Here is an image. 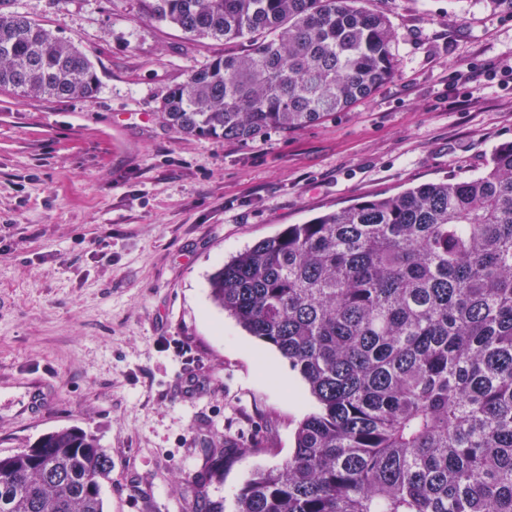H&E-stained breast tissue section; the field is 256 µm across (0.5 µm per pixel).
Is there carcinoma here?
<instances>
[{
    "label": "carcinoma",
    "instance_id": "carcinoma-1",
    "mask_svg": "<svg viewBox=\"0 0 512 512\" xmlns=\"http://www.w3.org/2000/svg\"><path fill=\"white\" fill-rule=\"evenodd\" d=\"M190 37L249 49L162 99L176 134L295 132L396 72L395 32L363 0H144ZM0 88L98 91L87 55L1 8ZM213 302L297 371L316 407L294 448L244 482L236 512H512V142L483 173L358 202L245 248ZM203 471L224 480L228 448ZM112 467L77 427L0 454V512H105Z\"/></svg>",
    "mask_w": 512,
    "mask_h": 512
}]
</instances>
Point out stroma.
<instances>
[{
  "label": "stroma",
  "mask_w": 512,
  "mask_h": 512,
  "mask_svg": "<svg viewBox=\"0 0 512 512\" xmlns=\"http://www.w3.org/2000/svg\"><path fill=\"white\" fill-rule=\"evenodd\" d=\"M397 41L394 77L346 111L248 140L159 119L188 71L241 41L185 35L141 0H7L94 64V98L0 89V453L79 427L112 458L106 512H183L202 448L234 447L218 512L288 456L315 402L212 301L225 259L284 225L481 173L512 142V74L468 97L469 66L512 58L490 0H364ZM248 454H239V447Z\"/></svg>",
  "instance_id": "35a3bbf8"
}]
</instances>
